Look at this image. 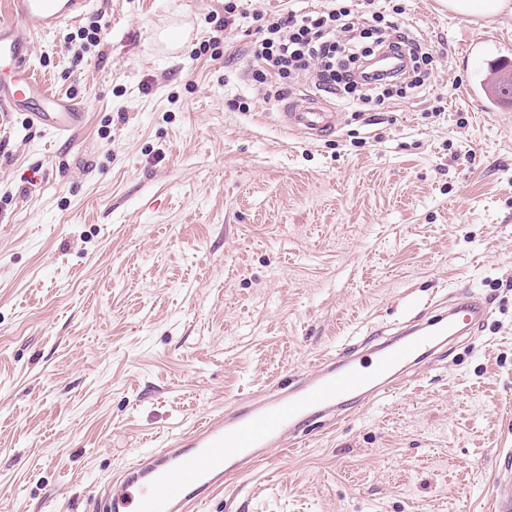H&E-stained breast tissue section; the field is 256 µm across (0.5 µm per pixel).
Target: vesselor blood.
<instances>
[{"label": "vessel or blood", "mask_w": 512, "mask_h": 512, "mask_svg": "<svg viewBox=\"0 0 512 512\" xmlns=\"http://www.w3.org/2000/svg\"><path fill=\"white\" fill-rule=\"evenodd\" d=\"M88 0H9L0 17V64L15 73L0 82V111H24L33 126L72 139L84 126L85 107L58 96L30 65V38L80 18ZM282 119L296 133L323 138L337 128L335 113L293 103ZM492 314L488 297L459 292L447 305L427 308L391 333L379 355L355 344L326 355L309 370L207 416L166 447L141 454L92 498L93 512H198L233 478L254 471L272 448L299 444L317 428L335 427L345 399L367 403L397 393L403 375L432 357L447 340L475 333ZM495 512H512V464L503 463L493 488Z\"/></svg>", "instance_id": "1"}]
</instances>
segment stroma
Listing matches in <instances>:
<instances>
[{
  "label": "stroma",
  "mask_w": 512,
  "mask_h": 512,
  "mask_svg": "<svg viewBox=\"0 0 512 512\" xmlns=\"http://www.w3.org/2000/svg\"><path fill=\"white\" fill-rule=\"evenodd\" d=\"M32 39L84 103L69 143L0 112V512H91L97 486L208 414L446 302L483 330L402 390L235 478L204 512H492L512 452V14L400 0L425 92L288 131L253 98L248 15L290 0H90ZM105 22L99 45L75 34ZM220 38L219 57L204 53ZM488 91L504 103L512 101V71L500 70L489 80ZM512 103V102H511Z\"/></svg>",
  "instance_id": "35a3bbf8"
}]
</instances>
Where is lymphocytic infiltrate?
Listing matches in <instances>:
<instances>
[{
	"label": "lymphocytic infiltrate",
	"instance_id": "1",
	"mask_svg": "<svg viewBox=\"0 0 512 512\" xmlns=\"http://www.w3.org/2000/svg\"><path fill=\"white\" fill-rule=\"evenodd\" d=\"M250 51V78L263 100L280 98L306 80L358 109L394 95L423 92L438 56L414 36L400 5L361 14L346 0L307 12L290 10L264 18ZM404 59L397 73L372 75L368 62L381 49Z\"/></svg>",
	"mask_w": 512,
	"mask_h": 512
}]
</instances>
